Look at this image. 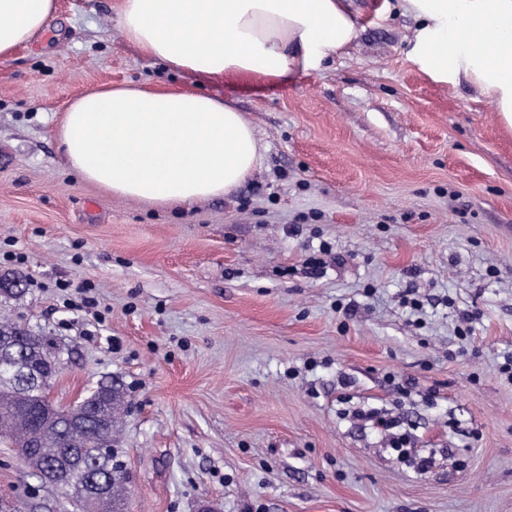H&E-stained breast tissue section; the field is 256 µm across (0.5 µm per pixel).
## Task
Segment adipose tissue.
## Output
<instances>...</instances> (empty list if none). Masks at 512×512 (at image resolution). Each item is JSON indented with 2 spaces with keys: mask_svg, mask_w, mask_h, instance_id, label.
I'll return each instance as SVG.
<instances>
[{
  "mask_svg": "<svg viewBox=\"0 0 512 512\" xmlns=\"http://www.w3.org/2000/svg\"><path fill=\"white\" fill-rule=\"evenodd\" d=\"M55 0H0V58L29 42ZM412 17L408 59L432 81L466 85L512 129V0H382ZM118 25L142 56L176 71L277 79L322 69L357 39L346 0H119ZM84 182L161 207L232 193L260 165L241 112L220 97L144 85L77 97L58 132Z\"/></svg>",
  "mask_w": 512,
  "mask_h": 512,
  "instance_id": "obj_1",
  "label": "adipose tissue"
}]
</instances>
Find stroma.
Returning <instances> with one entry per match:
<instances>
[{
  "label": "stroma",
  "mask_w": 512,
  "mask_h": 512,
  "mask_svg": "<svg viewBox=\"0 0 512 512\" xmlns=\"http://www.w3.org/2000/svg\"><path fill=\"white\" fill-rule=\"evenodd\" d=\"M378 2L352 0L362 30L324 70L275 80L142 58L116 0H58L0 59V277L26 279L0 316L69 349L55 402L121 381L128 512H512V130L420 72L415 20ZM129 83L232 102L261 166L170 208L83 182L63 111ZM38 485L0 447V491L63 512Z\"/></svg>",
  "instance_id": "stroma-1"
}]
</instances>
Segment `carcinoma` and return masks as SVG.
Wrapping results in <instances>:
<instances>
[{
	"instance_id": "1",
	"label": "carcinoma",
	"mask_w": 512,
	"mask_h": 512,
	"mask_svg": "<svg viewBox=\"0 0 512 512\" xmlns=\"http://www.w3.org/2000/svg\"><path fill=\"white\" fill-rule=\"evenodd\" d=\"M20 276L0 277V297L17 299L26 288ZM35 335L31 329L8 319L0 321V336H11L26 348L25 363L36 378L56 376L64 350L54 339L45 337L46 344L28 342ZM122 389L113 381H101L88 390L85 422L70 429L66 422L39 403L40 394L28 395L26 389L0 386V444L10 447L28 440L37 444V454L27 467L40 478L42 487L56 502L69 505L74 512H125L126 483L123 464L118 452L109 462L99 461L94 449L117 422V406ZM93 474L105 486L107 499L100 507L92 498L90 485L79 483L80 476Z\"/></svg>"
}]
</instances>
